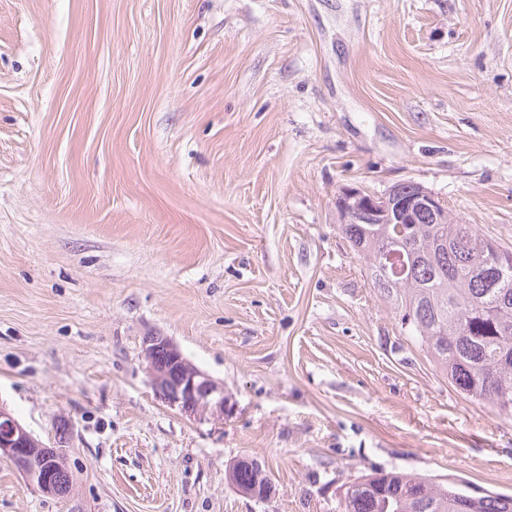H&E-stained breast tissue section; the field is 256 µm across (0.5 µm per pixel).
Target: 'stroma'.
Segmentation results:
<instances>
[{
	"label": "stroma",
	"instance_id": "1",
	"mask_svg": "<svg viewBox=\"0 0 512 512\" xmlns=\"http://www.w3.org/2000/svg\"><path fill=\"white\" fill-rule=\"evenodd\" d=\"M402 180L512 249V0H0V405L71 477L0 459V512H338L374 470L512 495V419L336 228L342 187ZM152 334L223 419L157 397Z\"/></svg>",
	"mask_w": 512,
	"mask_h": 512
}]
</instances>
